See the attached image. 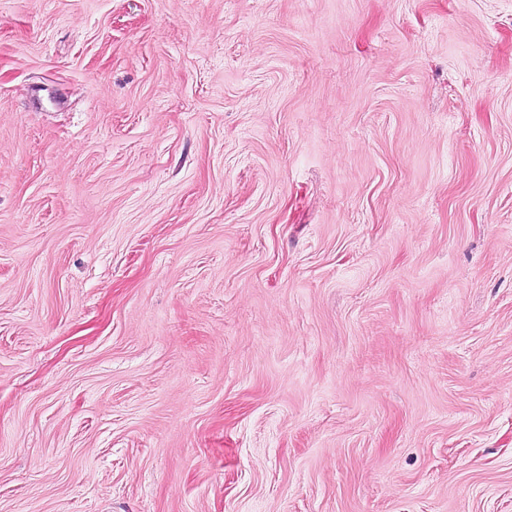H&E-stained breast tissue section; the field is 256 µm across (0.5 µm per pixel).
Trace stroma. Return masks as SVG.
<instances>
[{
  "label": "stroma",
  "instance_id": "stroma-1",
  "mask_svg": "<svg viewBox=\"0 0 512 512\" xmlns=\"http://www.w3.org/2000/svg\"><path fill=\"white\" fill-rule=\"evenodd\" d=\"M0 512H512V0H0Z\"/></svg>",
  "mask_w": 512,
  "mask_h": 512
}]
</instances>
